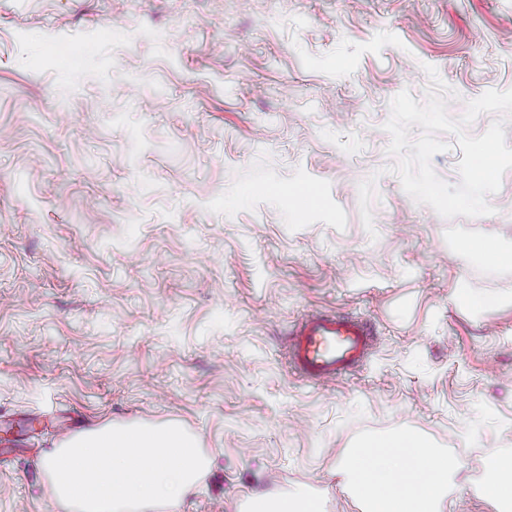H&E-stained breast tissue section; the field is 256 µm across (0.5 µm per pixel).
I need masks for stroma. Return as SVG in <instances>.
<instances>
[{
    "mask_svg": "<svg viewBox=\"0 0 512 512\" xmlns=\"http://www.w3.org/2000/svg\"><path fill=\"white\" fill-rule=\"evenodd\" d=\"M429 65L455 119L512 89V0H0V512H57L59 435L127 423L210 461L165 512L293 489L360 512L340 464L401 432L466 466L452 512H498L477 487L512 452V263L460 242L512 251V169L489 216L404 192L383 125ZM306 183L314 207L276 193ZM312 310L379 331L323 388L285 350ZM464 247L469 251L486 256L495 262L512 263V252L504 251L499 244L490 240L466 241Z\"/></svg>",
    "mask_w": 512,
    "mask_h": 512,
    "instance_id": "obj_1",
    "label": "stroma"
}]
</instances>
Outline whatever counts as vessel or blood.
Returning a JSON list of instances; mask_svg holds the SVG:
<instances>
[{
  "label": "vessel or blood",
  "mask_w": 512,
  "mask_h": 512,
  "mask_svg": "<svg viewBox=\"0 0 512 512\" xmlns=\"http://www.w3.org/2000/svg\"><path fill=\"white\" fill-rule=\"evenodd\" d=\"M283 194L302 208L313 207L320 199L314 184L287 188ZM377 336L375 324L355 314L316 311L302 317L289 331L288 362L304 381L322 386L362 367Z\"/></svg>",
  "instance_id": "b4317fda"
}]
</instances>
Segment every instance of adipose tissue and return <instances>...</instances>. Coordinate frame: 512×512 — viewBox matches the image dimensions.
<instances>
[{"instance_id": "obj_1", "label": "adipose tissue", "mask_w": 512, "mask_h": 512, "mask_svg": "<svg viewBox=\"0 0 512 512\" xmlns=\"http://www.w3.org/2000/svg\"><path fill=\"white\" fill-rule=\"evenodd\" d=\"M462 465L418 435L399 433L367 442L342 468L361 512H441ZM480 496L512 512V453L499 455Z\"/></svg>"}]
</instances>
